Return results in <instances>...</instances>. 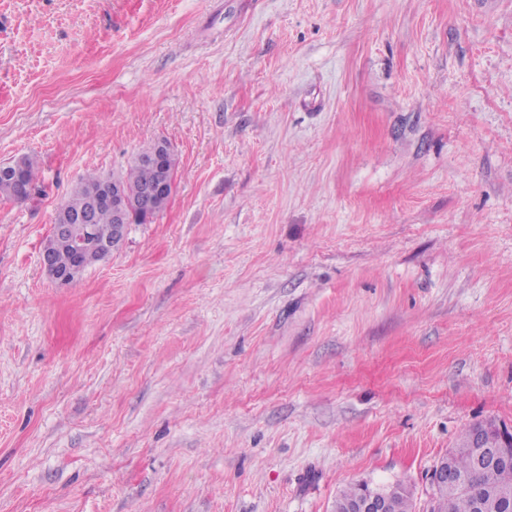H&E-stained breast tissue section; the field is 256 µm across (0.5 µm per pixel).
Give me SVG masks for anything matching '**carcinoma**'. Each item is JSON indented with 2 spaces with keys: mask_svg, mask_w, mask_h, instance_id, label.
I'll return each instance as SVG.
<instances>
[{
  "mask_svg": "<svg viewBox=\"0 0 512 512\" xmlns=\"http://www.w3.org/2000/svg\"><path fill=\"white\" fill-rule=\"evenodd\" d=\"M161 145L166 146L165 170H160L148 163V158ZM177 158L168 142L157 141L144 147L132 159L127 172L118 176L123 195L131 203L127 212L129 223L143 224L145 220L140 209L134 206L144 192L161 175L174 178ZM39 177L37 159L30 155L21 157L18 172L10 175H0V196L17 201L26 200L31 195L35 181ZM104 179V174L92 171L84 175L71 189L67 199L60 206L55 216L57 222H68L71 218L91 213L99 240H110L115 226V213L110 206H99L89 209L91 191L98 188ZM44 249L51 253L54 264L67 269L75 262L73 252L56 243L54 238H48ZM484 431L485 445L488 448L499 446V434L496 421L492 419L474 423L465 430L456 445L442 457L448 463V470L464 478V484L448 492L444 489L432 488L431 508L429 512H512V496L499 500L497 492L508 482L512 483V474H507L492 464L477 465L471 453L470 444L473 433ZM368 486L364 483L353 485L340 491L336 497L335 512H348V507L357 502ZM380 491L385 493L388 502L387 512H414L412 494L404 483L397 481L383 486Z\"/></svg>",
  "mask_w": 512,
  "mask_h": 512,
  "instance_id": "carcinoma-1",
  "label": "carcinoma"
}]
</instances>
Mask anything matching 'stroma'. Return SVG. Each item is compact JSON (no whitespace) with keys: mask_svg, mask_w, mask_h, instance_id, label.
<instances>
[{"mask_svg":"<svg viewBox=\"0 0 512 512\" xmlns=\"http://www.w3.org/2000/svg\"><path fill=\"white\" fill-rule=\"evenodd\" d=\"M167 141L111 257L40 265ZM0 512H334L512 426V0H0ZM161 144L166 146L164 160L165 174L170 178L169 189L173 191L174 170L177 164V158L169 143L160 140L144 147L133 157L127 172L117 177L122 186L123 195L131 205L130 210L127 212L128 224L146 223L140 214L141 210L133 205L134 202L139 201L143 194L140 208H143L147 214H149L158 203L161 201H166L167 203L171 197L166 181H159L154 184L161 177L162 171L151 164L156 166L161 165L163 161L162 153L154 154ZM152 154L154 155L151 156ZM150 156L151 164L147 161ZM21 165L18 174L15 171L10 175H0V196L17 201L26 200L30 197L35 181L39 177L37 159L30 155L20 158ZM29 191H26V189ZM23 191V194H22ZM105 176L104 173L97 171L88 172L84 175L72 187L67 199L60 206V210L55 216L54 223H66L73 217L89 212L92 217V224L90 223L89 215L77 220L76 224H53L52 234L55 235L58 242L69 247L71 250L58 245L52 235H50L44 249L51 254L42 252L40 263L47 274L60 286L71 284L75 280V271L60 270L56 266L61 269L69 268L74 264L75 256L79 261L92 248H99L101 251L109 253L112 250V236L115 239H123L126 235L127 222L125 218L121 216L120 222L115 225V213L112 207H110L114 204L117 208H121L118 200V191L113 184L112 190L105 187L94 193L93 204L99 207L89 209L91 191L101 185Z\"/></svg>","mask_w":512,"mask_h":512,"instance_id":"1","label":"stroma"}]
</instances>
